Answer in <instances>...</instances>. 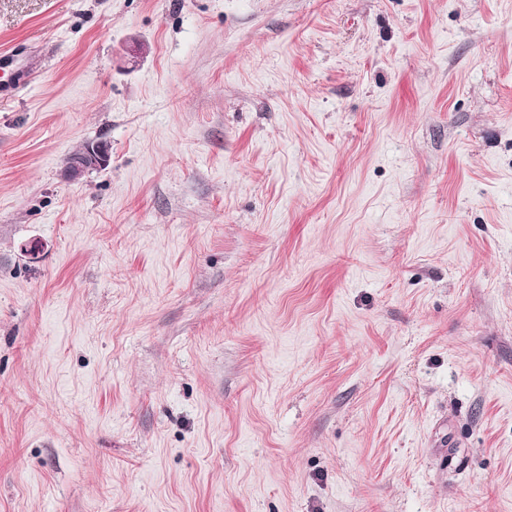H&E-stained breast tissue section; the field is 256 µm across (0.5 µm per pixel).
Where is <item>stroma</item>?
<instances>
[{"instance_id": "obj_1", "label": "stroma", "mask_w": 512, "mask_h": 512, "mask_svg": "<svg viewBox=\"0 0 512 512\" xmlns=\"http://www.w3.org/2000/svg\"><path fill=\"white\" fill-rule=\"evenodd\" d=\"M18 46L0 512H512V0H0ZM106 145L99 141L86 143L82 152L67 166V175L76 179L87 171L88 165H94V168L108 166L111 161V153Z\"/></svg>"}]
</instances>
